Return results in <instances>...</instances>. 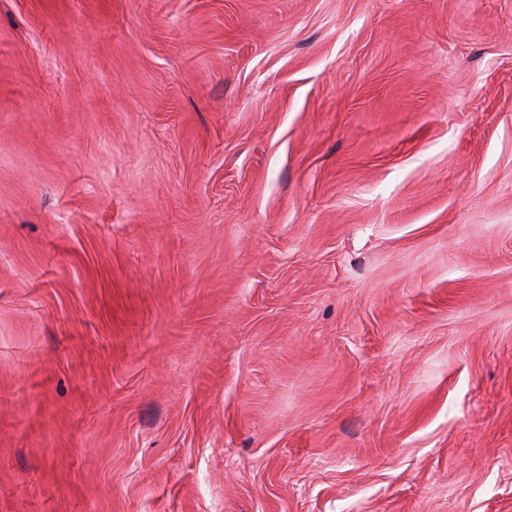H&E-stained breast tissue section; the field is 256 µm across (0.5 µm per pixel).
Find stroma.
Segmentation results:
<instances>
[{"label": "stroma", "mask_w": 512, "mask_h": 512, "mask_svg": "<svg viewBox=\"0 0 512 512\" xmlns=\"http://www.w3.org/2000/svg\"><path fill=\"white\" fill-rule=\"evenodd\" d=\"M0 512H512V0H0Z\"/></svg>", "instance_id": "1"}]
</instances>
